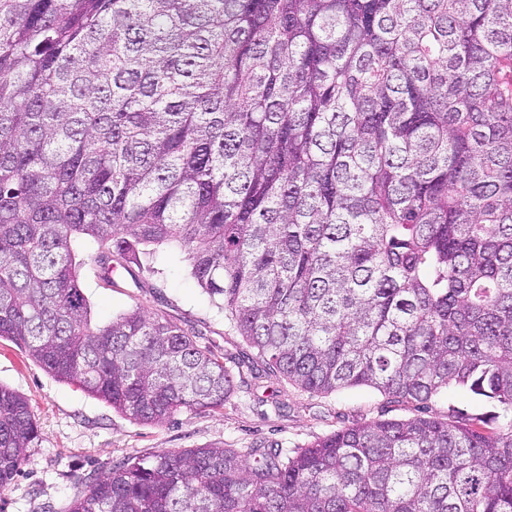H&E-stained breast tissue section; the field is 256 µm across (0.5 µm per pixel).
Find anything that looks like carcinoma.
Wrapping results in <instances>:
<instances>
[{
  "label": "carcinoma",
  "instance_id": "1",
  "mask_svg": "<svg viewBox=\"0 0 512 512\" xmlns=\"http://www.w3.org/2000/svg\"><path fill=\"white\" fill-rule=\"evenodd\" d=\"M103 280L174 243L268 369L425 404L288 455L131 458L68 512H512V0H0V339L129 420L234 377ZM39 439L0 386V488ZM428 405V415L440 419H447L450 412L463 418L481 417L491 426L498 425L500 421V418L493 419L501 412L496 402L455 385L448 386V390L432 398Z\"/></svg>",
  "mask_w": 512,
  "mask_h": 512
}]
</instances>
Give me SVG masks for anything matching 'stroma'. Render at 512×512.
<instances>
[{"instance_id": "35a3bbf8", "label": "stroma", "mask_w": 512, "mask_h": 512, "mask_svg": "<svg viewBox=\"0 0 512 512\" xmlns=\"http://www.w3.org/2000/svg\"><path fill=\"white\" fill-rule=\"evenodd\" d=\"M79 281L93 322L105 323L135 307L162 314L236 367L235 392L222 411L184 410L164 425L139 424L76 385L58 381L0 339V385L26 398L40 426V439L21 472L0 489V512H65L94 479L130 457L211 444L292 451L345 426L414 414L412 405L371 387L317 395L273 375L230 327L223 309L204 295L178 249L158 248L152 270L133 265L108 282L88 260ZM499 411L496 402L455 385L429 403L430 416L440 419L453 414L490 421Z\"/></svg>"}]
</instances>
